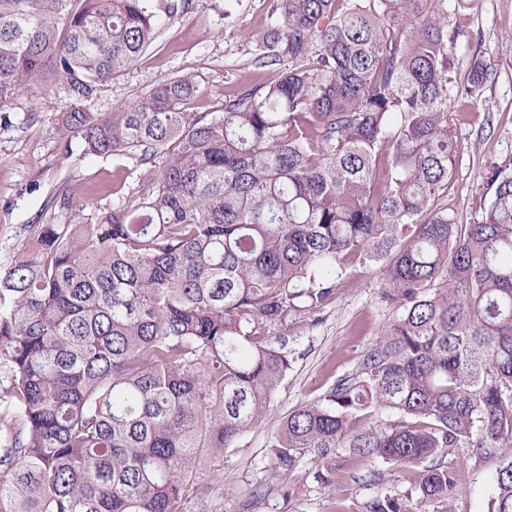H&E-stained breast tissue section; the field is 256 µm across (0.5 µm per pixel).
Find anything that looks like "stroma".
<instances>
[{"instance_id":"obj_1","label":"stroma","mask_w":512,"mask_h":512,"mask_svg":"<svg viewBox=\"0 0 512 512\" xmlns=\"http://www.w3.org/2000/svg\"><path fill=\"white\" fill-rule=\"evenodd\" d=\"M270 12L271 0H192L188 14L164 24L138 61L102 87L96 110L134 104L161 81L191 76L198 90L187 111L223 112L227 93L277 79L283 71L252 64L254 39L270 26ZM448 20L461 29L453 46L454 79H463L473 60L492 65L481 102H448L455 168L436 205L464 224L488 204V169L512 171V0H476L469 10L449 11ZM64 109L62 94L33 91L14 103L11 125L0 126V268L14 249L32 243L35 225L66 222L51 202L58 185L68 184L75 201L108 206L113 179L132 183L141 173L126 156L89 157L77 144L64 150L58 130ZM385 275L384 264L347 258L323 308L265 328V335L287 339L292 367L262 424L227 449L223 470L210 475L201 498L182 502L181 512H369L377 496L404 493L420 481L421 467L359 457L346 448L330 461L334 480L328 485L315 480L313 456H303L285 477L272 465L270 445L282 420L297 406L320 401L338 377L356 371L397 317L379 288ZM446 460L458 467L457 485L447 499L422 503V512H487L495 460L478 457L465 444L451 449Z\"/></svg>"}]
</instances>
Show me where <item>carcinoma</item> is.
I'll use <instances>...</instances> for the list:
<instances>
[{
    "label": "carcinoma",
    "mask_w": 512,
    "mask_h": 512,
    "mask_svg": "<svg viewBox=\"0 0 512 512\" xmlns=\"http://www.w3.org/2000/svg\"><path fill=\"white\" fill-rule=\"evenodd\" d=\"M444 4L274 0L252 63L292 67L211 117L186 111L188 76L95 111L191 0H0V120L59 89L63 151L78 138L142 169L110 209L58 186L69 221L35 225L36 249L0 269V512H180L288 374L287 342L262 328L323 307L350 256L385 264L400 314L289 412L275 468L310 454L328 484L329 456L352 448L424 465L431 500L457 481L441 458L468 442L497 459L487 512H512V173L489 172L467 224L434 206L454 164L448 100L480 99L491 69L451 85ZM370 408L395 419L354 429Z\"/></svg>",
    "instance_id": "carcinoma-1"
}]
</instances>
